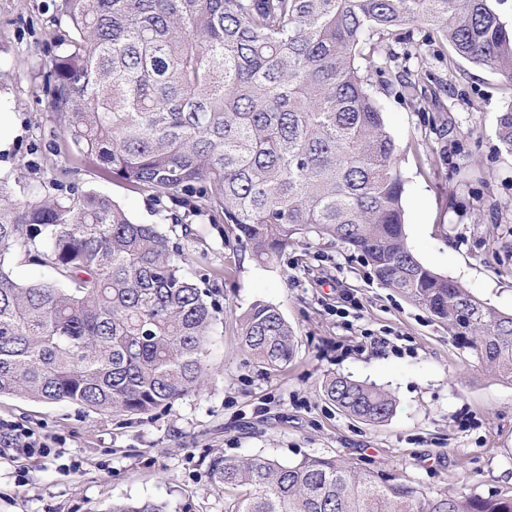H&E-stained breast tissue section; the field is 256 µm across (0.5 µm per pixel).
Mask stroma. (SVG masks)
I'll use <instances>...</instances> for the list:
<instances>
[{
    "label": "stroma",
    "mask_w": 512,
    "mask_h": 512,
    "mask_svg": "<svg viewBox=\"0 0 512 512\" xmlns=\"http://www.w3.org/2000/svg\"><path fill=\"white\" fill-rule=\"evenodd\" d=\"M66 30L59 0H0V110L17 132L0 173L46 196L73 184L105 194L182 243L183 202L112 181L60 135L46 85ZM394 50L392 70L411 71L416 89L376 76L371 90L399 149L407 243L426 267L511 313L512 154L496 127L512 86L447 47L421 60L404 58V45ZM199 230L192 277L216 311L202 387L145 416L0 396V420L54 449L22 458L0 448V512H106L117 500L224 512L207 468L219 454L339 456L432 495H512V383L476 366L447 325L378 283L348 245L313 236L263 265L229 225ZM349 295L357 307L346 308ZM258 300L295 332L284 371L242 351L240 316ZM333 376L383 387L393 415L369 425L340 412L323 395Z\"/></svg>",
    "instance_id": "stroma-1"
}]
</instances>
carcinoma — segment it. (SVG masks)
Instances as JSON below:
<instances>
[{
    "label": "carcinoma",
    "instance_id": "1",
    "mask_svg": "<svg viewBox=\"0 0 512 512\" xmlns=\"http://www.w3.org/2000/svg\"><path fill=\"white\" fill-rule=\"evenodd\" d=\"M68 26L51 61V109L76 156L141 191L188 202L176 219L217 218L262 264L304 235L346 243L376 280L463 339L512 382V313L431 271L406 242L397 147L368 89L400 31L441 43L512 86V28L491 0H61ZM512 153V106L497 119ZM23 256L53 281L22 283ZM184 251L109 196L16 194L0 176V395L130 416L200 388L214 322ZM243 350L272 371L294 356L274 305L241 315ZM327 399L378 424L381 388L325 381ZM224 512H512V497L430 495L385 484L341 457L283 463L215 455ZM106 512H168L114 501Z\"/></svg>",
    "mask_w": 512,
    "mask_h": 512
}]
</instances>
